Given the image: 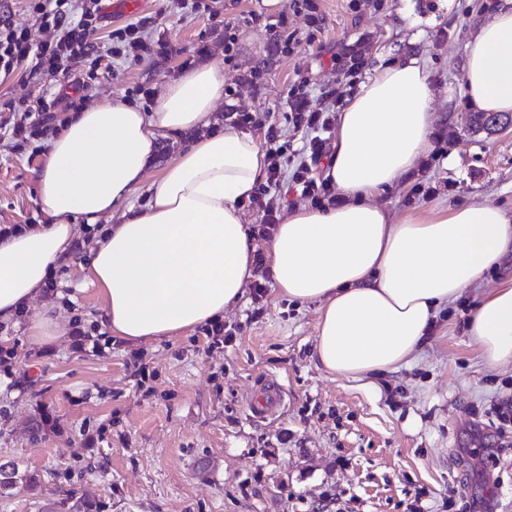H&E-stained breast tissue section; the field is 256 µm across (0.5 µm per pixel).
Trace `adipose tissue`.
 <instances>
[{
	"label": "adipose tissue",
	"mask_w": 512,
	"mask_h": 512,
	"mask_svg": "<svg viewBox=\"0 0 512 512\" xmlns=\"http://www.w3.org/2000/svg\"><path fill=\"white\" fill-rule=\"evenodd\" d=\"M464 92L482 112L512 114V6L482 24ZM224 72L204 62L167 82L149 110L118 98L72 113L35 171L47 223L0 237V324L45 344L57 319L30 315L77 224L95 225L87 283L111 336L141 342L223 317L253 276L255 247L241 205L265 175L250 134L211 131ZM423 59L377 67L342 109L325 176L335 204L288 210L268 244L273 287L318 306L313 358L347 379L411 364L440 312L512 253V215L493 203H456L391 215L381 198L409 180L434 148L440 119ZM161 137L184 145L153 180ZM149 184L145 208L130 195ZM466 334L491 368L512 365V282L480 296Z\"/></svg>",
	"instance_id": "1"
}]
</instances>
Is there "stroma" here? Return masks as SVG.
<instances>
[{"instance_id": "obj_1", "label": "stroma", "mask_w": 512, "mask_h": 512, "mask_svg": "<svg viewBox=\"0 0 512 512\" xmlns=\"http://www.w3.org/2000/svg\"><path fill=\"white\" fill-rule=\"evenodd\" d=\"M504 0H318L320 27H307L289 0H216L205 20L178 0H101L97 35L144 19L151 39L169 46L121 60L82 63L89 87L76 91L70 71L17 72L0 81L8 99L55 100L56 125L72 94L79 107L106 96L149 107L137 86L158 91L185 63L209 62L234 90L212 116V128H236L264 140L281 129L292 149L302 133L289 128L288 90L306 82L312 101L323 92L353 95L389 60L423 57L440 112L435 148L416 178L431 195L401 185L383 197L392 213L413 207L491 201L512 212V125L472 131L474 110L463 90L464 64L476 28ZM232 24L236 55L224 61V26ZM365 65L348 79L339 54ZM258 70V84L246 82ZM44 137L14 145L0 130V225L45 219L34 170ZM454 164H447V157ZM94 230L78 225V251L53 273L68 295L64 336L47 345L23 329L0 326V469L34 472L36 486L0 489V512H489L512 506V433L489 425L491 405L512 400V366L483 364L465 334L475 304L442 313L437 333L409 366L358 380L325 372L313 359L316 305L288 302L273 290L245 295L224 314L234 325L229 346L207 350L203 329L176 338L105 342L102 301L77 290ZM278 377L286 406L264 421L250 417L248 398L261 376Z\"/></svg>"}]
</instances>
